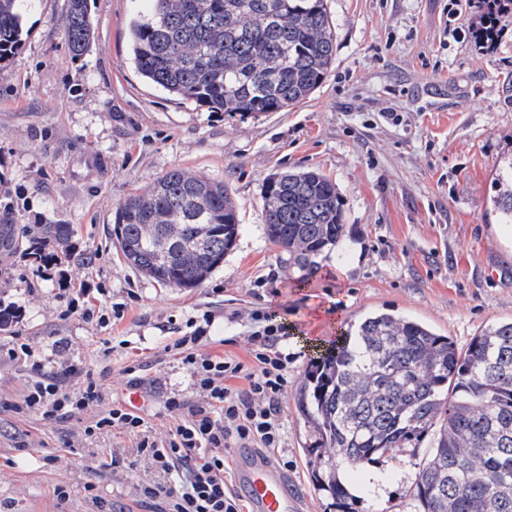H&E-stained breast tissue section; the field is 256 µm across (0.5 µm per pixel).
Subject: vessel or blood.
I'll return each instance as SVG.
<instances>
[{"label":"vessel or blood","mask_w":512,"mask_h":512,"mask_svg":"<svg viewBox=\"0 0 512 512\" xmlns=\"http://www.w3.org/2000/svg\"><path fill=\"white\" fill-rule=\"evenodd\" d=\"M239 458L238 488L250 501L252 512H294L296 503L279 470L247 450L240 451Z\"/></svg>","instance_id":"b4317fda"}]
</instances>
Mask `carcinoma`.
Returning <instances> with one entry per match:
<instances>
[{"instance_id":"1","label":"carcinoma","mask_w":512,"mask_h":512,"mask_svg":"<svg viewBox=\"0 0 512 512\" xmlns=\"http://www.w3.org/2000/svg\"><path fill=\"white\" fill-rule=\"evenodd\" d=\"M23 0H0V62L19 49ZM131 26L133 59L148 81L214 112L256 117L308 98L336 56L326 0H152ZM69 51L93 38L88 0H68ZM268 240L308 272L339 246L344 203L336 183L286 171L261 189ZM493 207L512 224V161L496 178ZM228 186L175 167L117 210V249L134 270L177 288L200 285L239 234ZM0 213V246L15 239ZM71 224L25 236L33 254L72 257ZM316 484L349 512L341 462L359 471L429 441L412 496L417 512H512V322L486 327L466 350L427 324L388 312L359 317L308 369L298 393Z\"/></svg>"}]
</instances>
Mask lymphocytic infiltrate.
Returning <instances> with one entry per match:
<instances>
[{
    "label": "lymphocytic infiltrate",
    "instance_id": "obj_1",
    "mask_svg": "<svg viewBox=\"0 0 512 512\" xmlns=\"http://www.w3.org/2000/svg\"><path fill=\"white\" fill-rule=\"evenodd\" d=\"M247 339L255 368L238 358L210 353L215 317L204 312L189 319L187 330L163 353L175 357L194 378L198 401L166 397L161 408L171 421L166 434L152 433L138 408L107 403L94 383L72 389L64 376L78 374L64 365L61 376L46 374L33 363L34 379L14 408L46 418L79 419L92 414L84 438L120 432L135 440L136 461L143 468L142 500H163V512H242L240 497L227 485L224 458L235 448H258L283 462L285 433L281 400L288 390V332L261 310L247 315ZM246 380L243 388L235 380Z\"/></svg>",
    "mask_w": 512,
    "mask_h": 512
}]
</instances>
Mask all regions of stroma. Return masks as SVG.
Returning <instances> with one entry per match:
<instances>
[{
    "label": "stroma",
    "mask_w": 512,
    "mask_h": 512,
    "mask_svg": "<svg viewBox=\"0 0 512 512\" xmlns=\"http://www.w3.org/2000/svg\"><path fill=\"white\" fill-rule=\"evenodd\" d=\"M25 4L21 48L0 62V212H12L21 230L49 220L73 225L66 276L90 280L98 304L126 309L108 327L63 317L69 299L57 281L0 250V300L24 309L18 325L0 331V502L11 512H158L139 496L131 438L81 442L77 420L12 411L33 361L50 371L68 359L81 370L66 378L72 387L88 374L115 398L141 391L161 435L169 420L160 399L195 395L189 371L162 350L206 311L216 316L213 352L244 361L246 328L235 309L281 315L329 344L335 323L378 310L424 321L461 349L488 324L512 320V231L491 208L495 179L512 159L511 14L498 39L481 44L468 0H327L336 57L321 86L288 110L243 119L171 97L140 76L129 27L150 14L151 0H90L94 38L80 58L66 46L67 0ZM388 112L400 113L401 124L387 122ZM174 167L224 181L241 224L223 264L195 288L145 277L113 244L118 207ZM308 169L336 183L345 209L340 247L317 257L309 279L268 241L260 198L270 175ZM271 273L275 283L256 289ZM16 335L32 359L10 356ZM110 337L122 345L105 357ZM288 350V492L298 512H336L307 465L315 438L298 407L317 353L297 337ZM118 448L126 459L115 466ZM427 453L412 448L364 474L340 467L359 497L355 512H412L410 490Z\"/></svg>",
    "instance_id": "obj_1"
}]
</instances>
